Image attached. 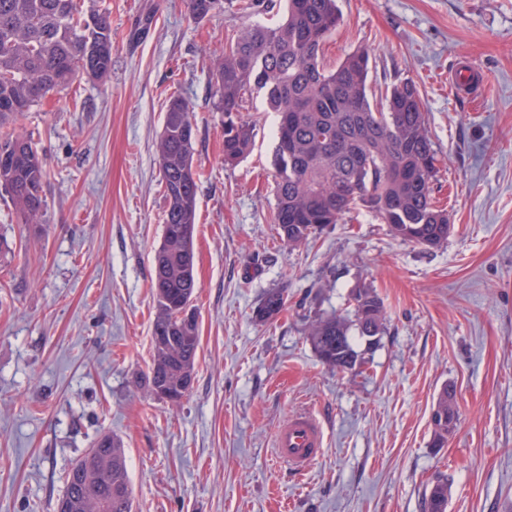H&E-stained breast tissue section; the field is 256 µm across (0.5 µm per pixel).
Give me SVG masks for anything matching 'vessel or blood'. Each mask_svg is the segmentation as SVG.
<instances>
[{
    "mask_svg": "<svg viewBox=\"0 0 512 512\" xmlns=\"http://www.w3.org/2000/svg\"><path fill=\"white\" fill-rule=\"evenodd\" d=\"M324 433L312 412L301 410L290 415L275 432L276 454L292 470L309 468L320 456Z\"/></svg>",
    "mask_w": 512,
    "mask_h": 512,
    "instance_id": "1",
    "label": "vessel or blood"
}]
</instances>
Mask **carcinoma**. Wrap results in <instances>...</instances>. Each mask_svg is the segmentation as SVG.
Segmentation results:
<instances>
[{
  "mask_svg": "<svg viewBox=\"0 0 512 512\" xmlns=\"http://www.w3.org/2000/svg\"><path fill=\"white\" fill-rule=\"evenodd\" d=\"M222 7L223 0H189L196 19ZM270 7L269 0H238L245 16ZM340 22L336 0H286L282 22L250 23L225 46L213 72L214 95L224 112V162L234 164L250 153L254 126L241 109L246 94L260 90L269 110L284 118L273 160V223L283 244L297 246L364 208L395 237L439 248L448 242L451 224L432 196L437 151L419 91L413 82L401 81L386 90L384 102L371 101L366 50L351 52L333 68L325 66L324 47ZM152 23L151 16L141 18L129 41L144 39ZM108 45L112 26L97 0H0V191L27 224L42 222L48 171L28 136L3 127L79 77L108 78ZM194 139L192 112L180 97H171L157 145L166 206L163 240L153 258V361L144 381L158 398L195 381L198 323L183 324L177 317L181 304L200 288ZM286 301L285 290H268L254 310L255 320H274ZM350 302L353 318L332 314L309 333L320 360L339 371L361 363L351 329L370 345L383 330V302L373 290L357 289ZM435 408L447 413L445 421H432L431 445L442 448L457 421L455 391L443 387ZM62 501L67 512H133L126 454L118 439L102 436L75 462ZM447 507L448 479L439 478L425 492L424 510L447 512Z\"/></svg>",
  "mask_w": 512,
  "mask_h": 512,
  "instance_id": "carcinoma-1",
  "label": "carcinoma"
}]
</instances>
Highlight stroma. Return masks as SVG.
<instances>
[{
    "label": "stroma",
    "instance_id": "obj_1",
    "mask_svg": "<svg viewBox=\"0 0 512 512\" xmlns=\"http://www.w3.org/2000/svg\"><path fill=\"white\" fill-rule=\"evenodd\" d=\"M112 73L81 79L17 114L48 176L44 221L0 195V512H56L72 463L100 435L126 452L133 512H423L447 476V512H512V0H337L327 66L365 48L374 99L412 81L440 159L434 195L452 230L442 248L395 238L358 210L294 248L272 222L276 115L260 92L242 115L252 152L224 162L211 77L243 20L233 0L205 19L189 0H100ZM156 17L129 45L138 17ZM489 82L455 98L461 61ZM194 114L199 175L192 307L195 381L177 405L148 395L156 315L153 257L165 200L156 144L166 104ZM277 318L256 322L264 293ZM382 299L384 330L352 372L323 364L308 336L351 293ZM458 419L431 447L444 384ZM308 408L326 435L297 474L276 428ZM287 301L285 290L273 288L268 290L254 310V318L260 323L274 320L284 309Z\"/></svg>",
    "mask_w": 512,
    "mask_h": 512
}]
</instances>
